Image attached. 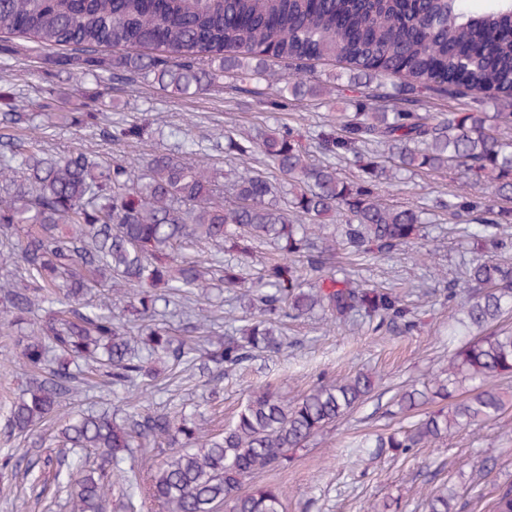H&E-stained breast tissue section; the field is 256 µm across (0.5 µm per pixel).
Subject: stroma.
<instances>
[{
    "instance_id": "stroma-1",
    "label": "stroma",
    "mask_w": 512,
    "mask_h": 512,
    "mask_svg": "<svg viewBox=\"0 0 512 512\" xmlns=\"http://www.w3.org/2000/svg\"><path fill=\"white\" fill-rule=\"evenodd\" d=\"M5 43L13 51L0 55V86L9 90L18 112L29 114L33 123H42L47 112H103L116 124L149 123L142 138L125 142L105 140L93 127L59 124L46 130L42 145L47 152L66 153L78 148L139 166L152 154L175 150L185 137L195 141L202 156L223 170L224 198L228 201L233 200L234 180L246 165L226 152L225 134L237 138L253 135L272 117L311 131L335 120L337 112L344 109L342 68L333 62L316 63L310 72L312 78L326 81L323 95L287 99L284 108L271 116L262 111L259 102L275 95L281 79L289 73L284 65L276 67L271 81L243 82L228 73L209 91L181 98L148 82L118 83L109 71L99 80L80 82L51 65L52 50L13 36L6 37ZM49 87L55 91L51 99L45 94ZM459 191L450 171L405 176L391 188L388 201L430 208L426 229L429 254L422 261L401 254L360 269L361 276L376 285L423 286L427 295L419 302V331L410 335L390 330L374 334L344 325L328 331L317 318L303 317L288 323L287 350L248 363L222 381L220 400H209L207 388L196 380L188 386H163L151 400L132 402V409L151 405L197 412L203 426L218 434L241 409L247 388L255 382L268 383L292 397L308 392L321 379L341 378L364 369L376 377L370 399L326 429L322 438L298 452L286 468L256 475L255 483L282 486L287 493L285 512H373L376 504L389 498L399 499L402 512H425L427 493L452 481L462 486L458 512H486L494 482L512 478V408L495 420L455 434L447 442L415 449L405 459L388 454L359 458L348 454L352 441L403 426L404 418L395 413L396 395L403 386L437 370L448 358L449 310L436 293L438 281L433 272L442 270L449 282H456L469 255L452 230L451 216L432 211L431 206L435 198ZM26 379L22 367L0 370V458L18 445L5 425L10 403L21 395ZM0 512L73 510L67 493L42 491L35 475L7 469L0 473Z\"/></svg>"
}]
</instances>
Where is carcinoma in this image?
<instances>
[{
  "instance_id": "cac0c4a2",
  "label": "carcinoma",
  "mask_w": 512,
  "mask_h": 512,
  "mask_svg": "<svg viewBox=\"0 0 512 512\" xmlns=\"http://www.w3.org/2000/svg\"><path fill=\"white\" fill-rule=\"evenodd\" d=\"M0 34L63 48L58 64L80 78L110 67L121 78L152 81L174 95L209 90L235 70L245 79L268 76L271 62L336 61L349 70L354 112L303 135L290 125L267 127L258 139L224 134L241 159L263 168L238 175L235 201L224 204L217 173L189 143L177 153L151 155L139 169L76 149L45 152L41 140L0 137V331L15 340L26 389L11 404L7 429L23 438L52 419L62 402L95 387L147 398L156 388V361L176 379L189 378L196 357L218 381L247 362L288 349L281 325L321 312L330 325L383 327L411 334L421 327L407 296L337 265L344 252L361 260L391 259L425 238L424 208L383 201L396 173L457 171L468 186L490 184L489 195H452L436 207L465 222L472 258L465 287L442 288L459 308L454 335L463 340L440 372L403 390L399 412H417L407 427L370 434L350 454L406 455L448 440L459 430L498 418L512 397L490 385L512 376V330L497 326L512 313V265L497 259L512 227V0H0ZM132 55L106 58L105 48ZM394 77L386 86L376 78ZM321 84L295 75L285 93L318 96ZM469 94V112L419 111L428 94ZM491 101L497 112L480 105ZM100 112H58L68 124L96 125ZM9 92L0 88V124L16 123ZM112 142L138 139L144 124L100 128ZM327 163L309 161L303 140ZM348 161L346 179L331 160ZM279 176L274 184L266 170ZM341 224L329 233L324 221ZM206 241L215 262L177 259L175 244ZM260 244L276 257L256 279L245 261ZM106 285L120 298L133 291L135 315L150 321L134 336L112 312L89 306L90 288ZM250 315V323L212 342L213 310L198 306L212 290ZM194 320L196 340L171 336L170 306ZM371 373L322 380L286 399L270 385L249 389L243 409L214 436L170 411H79L57 440L96 458L85 469L67 456L44 460L73 499L76 512H103L109 496L133 497L132 449L166 446V459L140 493L164 512H284V490L255 486L261 472L285 467L290 454L363 403ZM31 449L14 448L0 461L26 469ZM454 486L425 499L426 512H456ZM489 512H512V479L496 484Z\"/></svg>"
}]
</instances>
